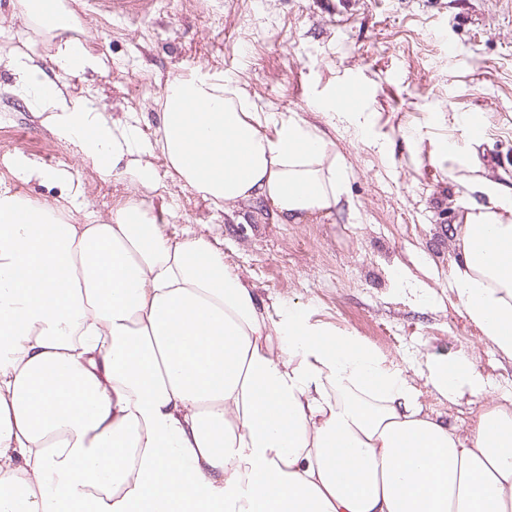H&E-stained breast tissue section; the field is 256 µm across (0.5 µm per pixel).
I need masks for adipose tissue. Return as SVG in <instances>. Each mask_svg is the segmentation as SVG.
I'll list each match as a JSON object with an SVG mask.
<instances>
[{"instance_id": "adipose-tissue-1", "label": "adipose tissue", "mask_w": 512, "mask_h": 512, "mask_svg": "<svg viewBox=\"0 0 512 512\" xmlns=\"http://www.w3.org/2000/svg\"><path fill=\"white\" fill-rule=\"evenodd\" d=\"M56 76L36 53L0 55L40 123L105 177L155 183L154 157L214 205L267 208L280 223L330 216L345 170L330 140L294 115L253 112L233 81L166 82L154 142L111 120L69 79L98 71L59 40ZM187 101L200 112L182 111ZM450 233L459 307L512 359V190ZM20 179L62 182L64 200L0 188V512H512V407L495 403L467 434L426 412L406 369L301 311L258 302L206 236L172 240L140 204L70 224L85 206L63 170L16 154ZM426 380L454 402L488 395L462 358Z\"/></svg>"}]
</instances>
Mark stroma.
Here are the masks:
<instances>
[{
    "label": "stroma",
    "instance_id": "obj_1",
    "mask_svg": "<svg viewBox=\"0 0 512 512\" xmlns=\"http://www.w3.org/2000/svg\"><path fill=\"white\" fill-rule=\"evenodd\" d=\"M62 2L75 18L70 36L104 62L71 78L73 94L95 97L118 124L137 113L151 137L167 79L198 69L230 77L254 111L294 114L327 131L353 207L279 224L253 204L226 215L167 175L155 188L103 177L11 93L13 76L2 67L1 186L37 201L63 193L60 183L19 180L5 161L21 152L80 183L88 206L66 209L71 223L107 221L136 200L172 238L209 233L260 300L293 305L410 367L426 411L460 432L485 402L432 393L421 376L432 359L464 356L494 397L512 399V359L484 339L448 286L459 201L485 198L468 188L466 167L434 150L462 139L463 116L480 115L483 174L512 188V0H157L133 22L88 14L84 0ZM452 43L461 49L453 62ZM12 50L35 51L55 77L53 39L17 0H0V51ZM349 80L365 97L361 133L311 108Z\"/></svg>",
    "mask_w": 512,
    "mask_h": 512
}]
</instances>
